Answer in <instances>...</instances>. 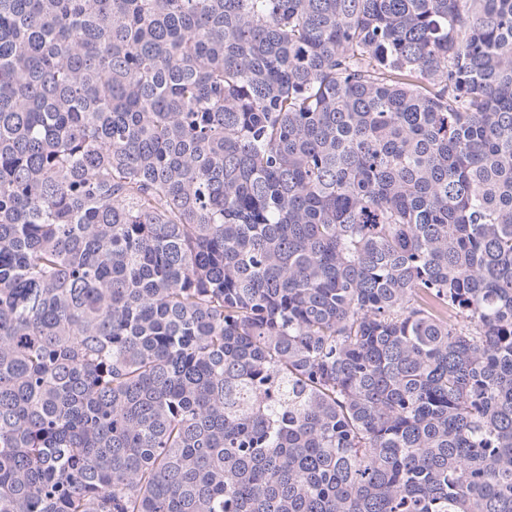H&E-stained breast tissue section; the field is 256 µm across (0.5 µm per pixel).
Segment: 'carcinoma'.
<instances>
[{
    "label": "carcinoma",
    "instance_id": "cac0c4a2",
    "mask_svg": "<svg viewBox=\"0 0 512 512\" xmlns=\"http://www.w3.org/2000/svg\"><path fill=\"white\" fill-rule=\"evenodd\" d=\"M0 512H512V0H0Z\"/></svg>",
    "mask_w": 512,
    "mask_h": 512
}]
</instances>
